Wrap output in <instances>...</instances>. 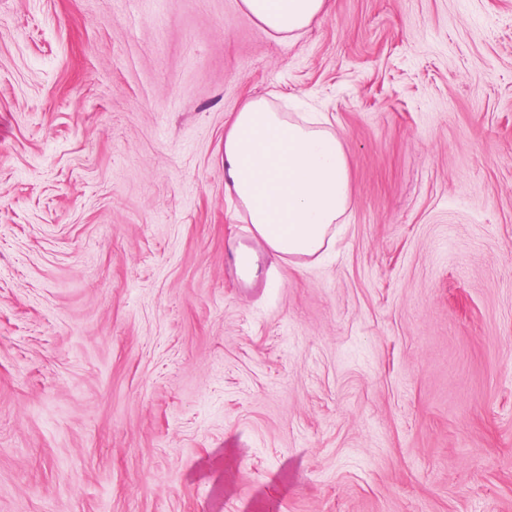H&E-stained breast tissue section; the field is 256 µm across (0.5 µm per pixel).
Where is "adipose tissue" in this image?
I'll return each mask as SVG.
<instances>
[{
    "label": "adipose tissue",
    "mask_w": 512,
    "mask_h": 512,
    "mask_svg": "<svg viewBox=\"0 0 512 512\" xmlns=\"http://www.w3.org/2000/svg\"><path fill=\"white\" fill-rule=\"evenodd\" d=\"M274 38L297 39L328 0H242ZM320 114L293 120L265 97L246 99L224 132V191L236 197L257 249L291 262L321 253L349 202L343 143ZM257 249L237 248L242 279L257 276Z\"/></svg>",
    "instance_id": "ef3b65f1"
}]
</instances>
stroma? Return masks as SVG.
<instances>
[{"mask_svg":"<svg viewBox=\"0 0 512 512\" xmlns=\"http://www.w3.org/2000/svg\"><path fill=\"white\" fill-rule=\"evenodd\" d=\"M273 92L350 203L248 282ZM0 512H512V0H0ZM246 11L274 38L297 39L328 9V0H242ZM234 263L237 273L242 279L253 280L257 277L259 265L257 264V256L253 249L236 248Z\"/></svg>","mask_w":512,"mask_h":512,"instance_id":"1","label":"stroma"}]
</instances>
